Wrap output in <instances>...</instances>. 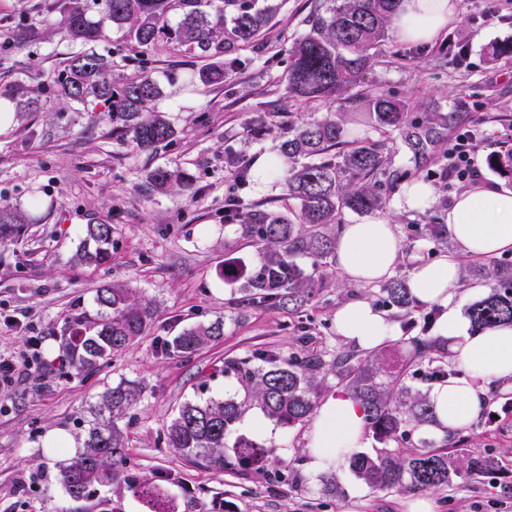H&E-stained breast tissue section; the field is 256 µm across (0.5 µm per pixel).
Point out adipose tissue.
I'll list each match as a JSON object with an SVG mask.
<instances>
[{
	"label": "adipose tissue",
	"mask_w": 512,
	"mask_h": 512,
	"mask_svg": "<svg viewBox=\"0 0 512 512\" xmlns=\"http://www.w3.org/2000/svg\"><path fill=\"white\" fill-rule=\"evenodd\" d=\"M453 17L452 0H402L394 24L401 40L429 42ZM445 220L450 238L468 256L484 258L512 251V189L472 185L458 196ZM400 251L394 227L384 218L344 225L336 240L338 266L357 283L389 277ZM457 286L458 262L451 256L416 266L408 282L418 305L443 306L436 334L458 370L428 392L435 420L427 431L438 440L448 431L470 428L492 388L512 383V323L472 331L468 318L453 303ZM336 327L341 336L364 349L378 346L392 333L385 315L362 300L337 310ZM367 445L362 408L349 393L336 392L313 419L307 470L312 474L334 470L340 460Z\"/></svg>",
	"instance_id": "ef3b65f1"
}]
</instances>
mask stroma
Masks as SVG:
<instances>
[{"label":"stroma","mask_w":512,"mask_h":512,"mask_svg":"<svg viewBox=\"0 0 512 512\" xmlns=\"http://www.w3.org/2000/svg\"><path fill=\"white\" fill-rule=\"evenodd\" d=\"M273 26L241 50L245 68L226 72L223 84L193 81L202 58L182 47L151 54L157 79L177 76L156 104L173 125V143L141 151L113 129L102 108L67 103L56 83L75 50L65 37L52 0H0V99L13 112L0 130V204L27 219L24 236L0 247V355L24 360L12 383L0 386V512H146L127 484L71 499L57 480L66 450L45 448L53 430L83 444L99 395L123 380L144 394L124 417L129 436L127 473L161 475L177 512H405L411 490L372 489L340 463L345 473L336 493L322 475L307 472L308 424L257 433L243 416L237 434L270 448L264 470H216L190 463L166 447L164 432L186 401L242 397L243 386L224 373V361L267 349L281 357L352 353L366 349L340 336L336 312L364 300L383 312L393 336L378 345L385 381H392L412 353L410 337L434 335L428 307L405 312L386 303L379 284L351 282L341 271L317 279L312 301L296 312L271 306H238L236 286L219 271L230 257L251 261L235 225L224 220V200L235 190L229 160L255 169L277 154L281 135L303 120L341 116L349 138L378 139L365 120L354 119L346 95L335 103L291 96L285 77L287 51L307 31L304 19L329 0H278ZM456 18L435 41L414 44L389 36L374 52L360 91L385 89L414 112H459L449 138L467 132L476 165L487 184L506 185L487 164L489 153L512 146V57L493 47L512 45V0H455ZM94 50L113 57L117 73L139 69L141 54L124 31L105 25ZM178 167L189 189L146 190L149 173ZM435 193L423 211H405L390 196L382 215L402 245L391 276L409 280L421 262L456 254L453 241L431 238L449 202L466 188L446 184L440 165L419 175ZM111 225L112 260L76 264L88 224ZM118 283L133 288L157 310L146 336L85 376L61 365V335L75 312L95 314V290ZM223 321V336L189 357L164 353L160 344L184 329ZM40 348H32V338ZM448 462L458 475L433 491L437 512H512V387L492 392L475 425L449 436ZM484 465L473 470L471 458ZM364 503L352 508L351 493Z\"/></svg>","instance_id":"1"}]
</instances>
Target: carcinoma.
I'll return each instance as SVG.
<instances>
[{"label":"carcinoma","instance_id":"carcinoma-1","mask_svg":"<svg viewBox=\"0 0 512 512\" xmlns=\"http://www.w3.org/2000/svg\"><path fill=\"white\" fill-rule=\"evenodd\" d=\"M326 12H312L308 31L288 50V92L305 100L329 104L336 95L361 80L369 66L371 50L388 39L400 0H330ZM61 27L81 46L97 42L102 20L126 30L129 41L141 52L164 47V38L219 62L194 74L203 85L224 82V71L242 66L235 52L254 43L274 18L272 7L259 0H55ZM181 12L177 28L170 13ZM114 64L93 52L78 51L59 74L60 95L69 103L100 105L116 129L142 150L157 152L173 143L174 128L154 105L164 95L162 86L141 66L134 76L113 77ZM366 100L380 140L348 138L344 121L324 118L303 123L288 131L279 145L287 167L282 171L288 198L295 205L285 211L261 204L247 205L231 193L224 205V219L237 226L240 238L256 250L257 261L227 258L220 275L228 283H242L239 304L271 303L298 310L313 296L314 272L328 265L336 252V239L325 227L340 224L345 212L369 213L384 208L398 184L428 166L448 159V127L455 113L423 112L416 115L401 99L384 91L351 102ZM398 132L410 153L409 168H391L390 133ZM489 166L512 180V150L495 151ZM150 188L163 193L187 186L180 170L157 167L148 176ZM24 228L20 210L0 204V245L13 243ZM85 247L75 258L82 264L110 262L112 225L88 224ZM312 260L307 272L294 257ZM489 293L472 303L467 315L472 328L481 331L501 321H512V263L490 260L483 265ZM388 302L408 308L413 299L400 279L382 286ZM96 315L73 318L62 336V353L79 374H90L147 334L154 312L149 302L129 288L106 284L96 290ZM224 335V322L187 328L162 341L161 349L180 357L195 354L213 339ZM408 364L427 360L435 367L432 377L443 380L456 374L448 354L428 336L412 339ZM352 356L338 354L330 361L320 356L284 359L266 350L244 358L224 361V373L246 383L241 399L186 401L177 408L164 433V442L201 466L218 469H262L272 450L240 436L233 446L226 440L247 408L257 406L277 424L288 427L309 421L317 410L321 373H333L362 408L367 428L381 443L395 439L408 425L419 427L434 421L426 396L405 401L381 380L375 355L351 364ZM141 399V388L122 382L100 396L91 410L83 450L59 465L58 480L73 499L87 497L94 487L128 480L125 469L128 436L119 421ZM351 470L370 487L380 491L437 490L453 480L456 470L448 456L435 448H384L376 456L350 457ZM136 495L148 512H176L167 479L155 476L137 482Z\"/></svg>","mask_w":512,"mask_h":512}]
</instances>
